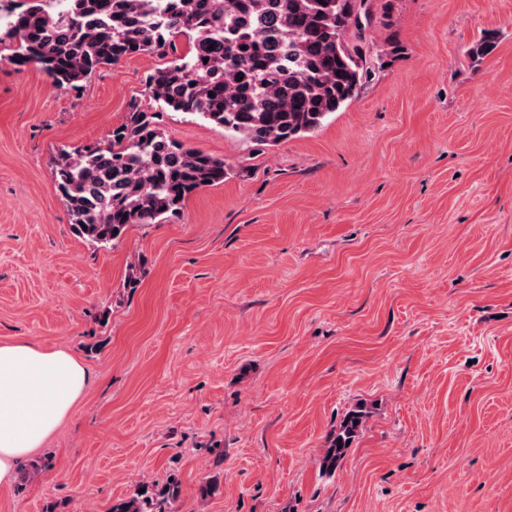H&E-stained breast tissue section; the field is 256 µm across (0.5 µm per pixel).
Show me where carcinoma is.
Returning <instances> with one entry per match:
<instances>
[{
  "mask_svg": "<svg viewBox=\"0 0 512 512\" xmlns=\"http://www.w3.org/2000/svg\"><path fill=\"white\" fill-rule=\"evenodd\" d=\"M12 15L15 58L61 89L150 52L167 65L147 78L153 106L134 102L101 146L62 147L53 180L74 232L107 247L155 224L197 191L224 182L226 163L166 136L181 112L249 142L277 146L311 133L355 96L368 73L362 31L370 0H23ZM186 50H181V44ZM242 80H237V77ZM214 96H209V93ZM363 414L340 424L322 460L332 473ZM181 482L134 489L111 512H174Z\"/></svg>",
  "mask_w": 512,
  "mask_h": 512,
  "instance_id": "cac0c4a2",
  "label": "carcinoma"
}]
</instances>
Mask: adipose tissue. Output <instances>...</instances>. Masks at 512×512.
<instances>
[{
	"mask_svg": "<svg viewBox=\"0 0 512 512\" xmlns=\"http://www.w3.org/2000/svg\"><path fill=\"white\" fill-rule=\"evenodd\" d=\"M90 383L80 358L19 338L0 344V487L71 418Z\"/></svg>",
	"mask_w": 512,
	"mask_h": 512,
	"instance_id": "adipose-tissue-1",
	"label": "adipose tissue"
}]
</instances>
